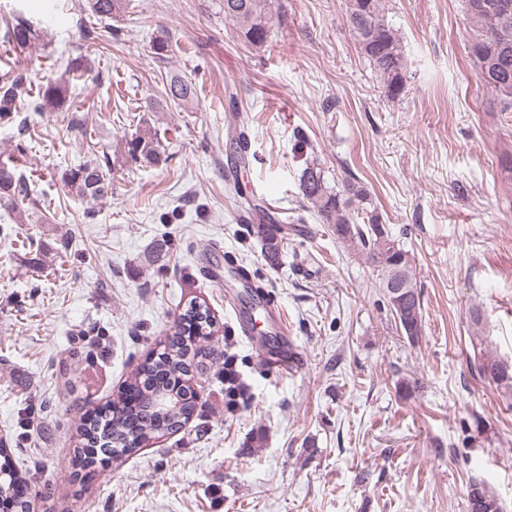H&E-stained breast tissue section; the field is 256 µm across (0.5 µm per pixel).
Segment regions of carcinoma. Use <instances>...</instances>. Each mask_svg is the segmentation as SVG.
<instances>
[{"mask_svg": "<svg viewBox=\"0 0 512 512\" xmlns=\"http://www.w3.org/2000/svg\"><path fill=\"white\" fill-rule=\"evenodd\" d=\"M508 2L512 4V0H466V10L478 25L472 52L480 82L512 107V7L506 6ZM89 8L100 19L112 18L124 10V0H89ZM280 10V0H224V20L232 23L244 42L259 49L268 42ZM345 14L360 52L380 77L387 98L401 97L406 87L407 61L400 39L388 21L385 0H346ZM34 36L35 31L22 18L6 23V38L18 47L30 44ZM27 83L24 71H17L0 83V117L16 110L27 92ZM194 92L192 81L184 75H171L166 81L167 96L174 102H186ZM66 93L61 84L47 85L39 110L63 104ZM238 118L240 129L232 139L230 155L233 169L249 164L248 117L240 113ZM126 147L137 162L150 166L161 161L159 140L148 126L139 128ZM108 169L110 157L104 154L66 171L63 181L79 197L104 199L112 193ZM300 190L309 209L320 223L328 225L336 240L345 249L362 255L377 270L379 287H384L386 269L401 270V277L407 282L406 299L390 298L388 302L400 331L412 342L418 339L422 331V306L413 257L379 216L360 221V204L367 200L365 189L350 181L335 189L329 185L325 171L312 163L302 171ZM27 198L29 190L23 175L17 172V165L1 160L0 201L16 204ZM242 207L255 215L250 234L261 244L265 259L272 266L279 264L285 240L279 220L266 206L251 199L242 202ZM218 330L207 306L189 302L178 315L174 332L166 338L162 351L147 357L126 381L128 394L138 395V403L129 406L120 398L89 409L80 417V446L75 465L90 469L103 462L104 452L118 461L182 428L196 410V392L190 385L185 356L191 350L201 363L223 358L224 353L202 345ZM471 345L480 377L512 389V365L489 354L488 343L482 336H473ZM10 457L11 450L0 442V503L14 505L16 512H27L25 494L31 474L12 467ZM469 506L470 512H502L498 498L480 483L471 486Z\"/></svg>", "mask_w": 512, "mask_h": 512, "instance_id": "carcinoma-1", "label": "carcinoma"}]
</instances>
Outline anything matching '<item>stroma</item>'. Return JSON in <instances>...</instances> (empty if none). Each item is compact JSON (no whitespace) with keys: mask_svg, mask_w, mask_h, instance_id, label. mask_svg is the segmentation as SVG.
<instances>
[{"mask_svg":"<svg viewBox=\"0 0 512 512\" xmlns=\"http://www.w3.org/2000/svg\"><path fill=\"white\" fill-rule=\"evenodd\" d=\"M345 3L281 0L256 49L222 0H126L103 22L88 0H0V32L16 17L36 32L23 49L0 39V79L29 78L0 118V160L24 142L31 191L0 204V436L34 476V512H469L474 481L512 512V392L478 375L469 341L481 329L512 363V110L477 79L465 0H388L408 64L395 101ZM163 34L178 49L159 61L149 43ZM173 71L195 86L189 105L163 99ZM51 82L68 86L64 105L35 111ZM232 88L249 118L237 177L285 227L275 269L228 187ZM145 122L162 145L150 167L125 151ZM105 153L111 196L79 199L64 170ZM311 162L330 185L364 187L414 256L418 341L397 329L376 270L305 206ZM234 267L285 314L300 369L263 366L279 336ZM193 299L220 326L210 345L233 342L237 407L219 364H204L181 430L92 480L71 475L79 408L117 398Z\"/></svg>","mask_w":512,"mask_h":512,"instance_id":"1","label":"stroma"}]
</instances>
